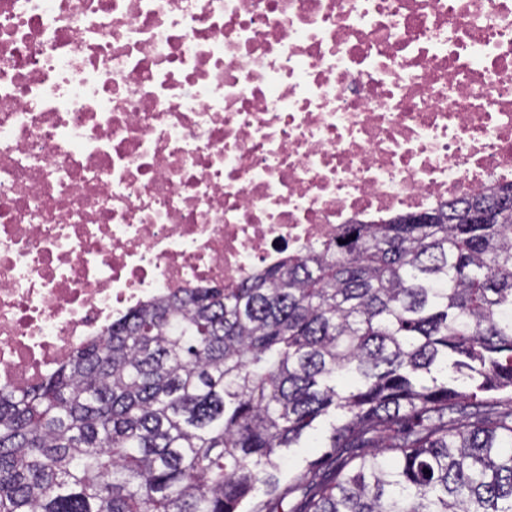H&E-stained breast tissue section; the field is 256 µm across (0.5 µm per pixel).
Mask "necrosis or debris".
<instances>
[{"label":"necrosis or debris","instance_id":"1","mask_svg":"<svg viewBox=\"0 0 512 512\" xmlns=\"http://www.w3.org/2000/svg\"><path fill=\"white\" fill-rule=\"evenodd\" d=\"M511 182L512 0H0V387Z\"/></svg>","mask_w":512,"mask_h":512}]
</instances>
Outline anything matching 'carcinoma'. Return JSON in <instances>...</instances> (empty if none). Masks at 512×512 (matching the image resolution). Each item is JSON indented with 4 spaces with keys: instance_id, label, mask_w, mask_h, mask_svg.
Instances as JSON below:
<instances>
[{
    "instance_id": "carcinoma-1",
    "label": "carcinoma",
    "mask_w": 512,
    "mask_h": 512,
    "mask_svg": "<svg viewBox=\"0 0 512 512\" xmlns=\"http://www.w3.org/2000/svg\"><path fill=\"white\" fill-rule=\"evenodd\" d=\"M505 197L347 224L0 390V512H512ZM323 423L329 467L282 481Z\"/></svg>"
}]
</instances>
